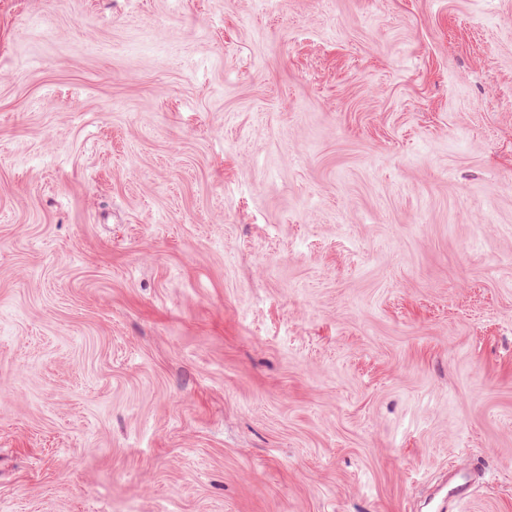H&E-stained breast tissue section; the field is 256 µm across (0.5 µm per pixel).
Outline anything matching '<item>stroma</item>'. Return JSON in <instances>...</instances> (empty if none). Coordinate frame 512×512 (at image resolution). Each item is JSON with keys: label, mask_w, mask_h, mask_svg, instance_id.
<instances>
[{"label": "stroma", "mask_w": 512, "mask_h": 512, "mask_svg": "<svg viewBox=\"0 0 512 512\" xmlns=\"http://www.w3.org/2000/svg\"><path fill=\"white\" fill-rule=\"evenodd\" d=\"M512 512V0H0V512Z\"/></svg>", "instance_id": "1"}]
</instances>
